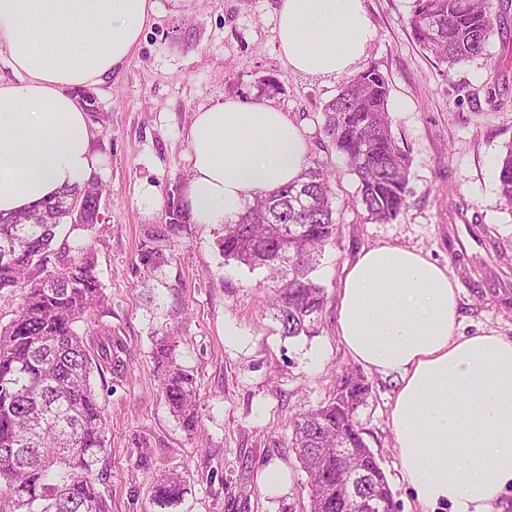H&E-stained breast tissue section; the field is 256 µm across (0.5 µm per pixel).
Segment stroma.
Masks as SVG:
<instances>
[{
  "label": "stroma",
  "instance_id": "obj_1",
  "mask_svg": "<svg viewBox=\"0 0 512 512\" xmlns=\"http://www.w3.org/2000/svg\"><path fill=\"white\" fill-rule=\"evenodd\" d=\"M139 44L94 89L105 114L96 147L105 190L101 219L85 238L104 287L100 320L125 342L122 377L95 376L106 414L107 454L97 464L112 512H160L153 487L177 472L186 480L172 512H301L307 474L289 451L290 422L316 407L336 374L354 366L336 334L339 281L347 261L379 245L415 248L447 266L458 288L461 333L512 337V210L500 196L498 159L512 141V4L500 14L487 52L445 69L413 38L414 0H365L377 31L356 71L388 81L392 132L410 156L408 205L386 224L354 202L356 179L326 136L323 109L341 78L288 68L276 38L281 0H155ZM267 98L299 124L308 163L335 175L339 233L316 271L326 302L315 334L288 338L272 318L258 273L225 262L222 228L191 225L156 276L138 268L144 229L167 219L168 195L189 173L187 127L194 112L225 98ZM473 227L477 247L456 255L448 239ZM489 284L483 299L473 280ZM177 330V360L193 369L198 423L186 432L153 371L151 335ZM372 384L358 411L382 458L398 512L416 504L402 477L389 422L393 377ZM145 465H137L140 453ZM283 475L269 487L271 470Z\"/></svg>",
  "mask_w": 512,
  "mask_h": 512
}]
</instances>
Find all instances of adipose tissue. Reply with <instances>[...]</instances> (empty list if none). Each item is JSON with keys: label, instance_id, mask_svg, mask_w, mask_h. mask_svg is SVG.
I'll return each mask as SVG.
<instances>
[{"label": "adipose tissue", "instance_id": "1", "mask_svg": "<svg viewBox=\"0 0 512 512\" xmlns=\"http://www.w3.org/2000/svg\"><path fill=\"white\" fill-rule=\"evenodd\" d=\"M152 0H0V213L30 209L96 174L95 130L79 100L142 37ZM284 62L318 77L349 74L377 32L363 0H282ZM183 203L194 224L237 220L256 192L297 181L308 143L266 101L200 107L186 133ZM445 266L382 245L344 268L336 333L351 357L395 375L389 411L418 512H502L512 489V338L459 331Z\"/></svg>", "mask_w": 512, "mask_h": 512}]
</instances>
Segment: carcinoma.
Masks as SVG:
<instances>
[{"label": "carcinoma", "mask_w": 512, "mask_h": 512, "mask_svg": "<svg viewBox=\"0 0 512 512\" xmlns=\"http://www.w3.org/2000/svg\"><path fill=\"white\" fill-rule=\"evenodd\" d=\"M494 0H415L410 27L418 45L447 69L485 54L494 26ZM389 84L374 69L346 78L323 109L324 131L357 181L356 201L367 219L388 223L408 205L410 159L395 140L388 115ZM332 174L308 168L297 182L260 191L239 219L224 225L220 247L233 260L264 273L282 335H311L325 303L314 271L338 233L332 206ZM499 189L512 208V142L499 158ZM101 181L91 179L43 202L33 212L0 215V301L18 311L0 323V490L10 512H110L96 465L106 451L104 405L94 370L115 376L126 369L123 340L99 325L98 357L79 332L101 306L103 289L89 245L48 267L59 237L82 240L100 218ZM73 198L80 211H60ZM189 220L174 187L168 220L146 228L139 253L144 272L155 274L172 259ZM171 333L153 337L152 359L160 389L184 430L197 422V381L175 355ZM372 385L356 370L336 377L327 397L293 421L290 448L309 475V512H359L369 499L375 512H396L386 475L362 437L356 414ZM183 477H160L152 501L178 504Z\"/></svg>", "instance_id": "cac0c4a2"}]
</instances>
